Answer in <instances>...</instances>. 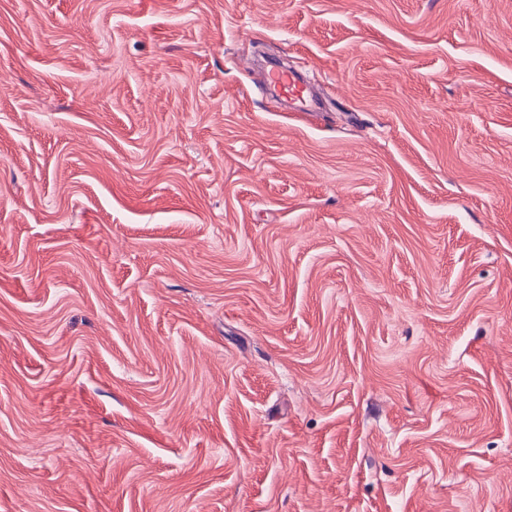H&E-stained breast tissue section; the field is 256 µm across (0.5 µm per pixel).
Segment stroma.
I'll list each match as a JSON object with an SVG mask.
<instances>
[{"instance_id":"1","label":"stroma","mask_w":512,"mask_h":512,"mask_svg":"<svg viewBox=\"0 0 512 512\" xmlns=\"http://www.w3.org/2000/svg\"><path fill=\"white\" fill-rule=\"evenodd\" d=\"M0 512H512V0H0ZM267 80L273 89L298 109L309 110L307 90L301 78L291 70L272 67Z\"/></svg>"}]
</instances>
